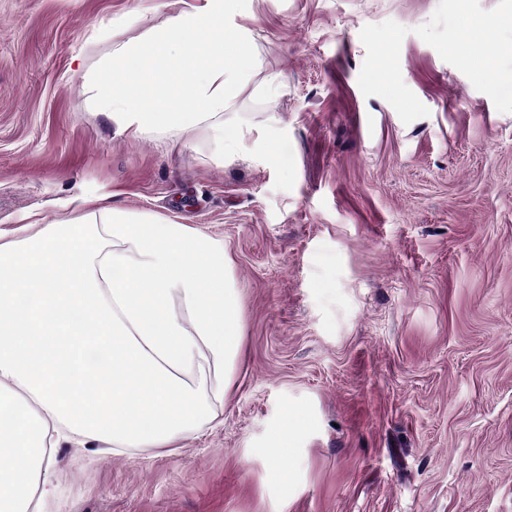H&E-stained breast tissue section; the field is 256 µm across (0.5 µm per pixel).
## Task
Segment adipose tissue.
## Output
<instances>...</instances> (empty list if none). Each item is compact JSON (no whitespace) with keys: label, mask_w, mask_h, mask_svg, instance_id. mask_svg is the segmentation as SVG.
I'll return each instance as SVG.
<instances>
[{"label":"adipose tissue","mask_w":512,"mask_h":512,"mask_svg":"<svg viewBox=\"0 0 512 512\" xmlns=\"http://www.w3.org/2000/svg\"><path fill=\"white\" fill-rule=\"evenodd\" d=\"M253 65L224 0H197L112 51L98 112L130 135L216 132ZM94 213L0 243V512H39L41 473L70 434L112 448H164L194 432L202 406L185 375L209 357L226 377L242 344L224 244L183 225Z\"/></svg>","instance_id":"adipose-tissue-1"}]
</instances>
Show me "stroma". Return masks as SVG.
<instances>
[{
  "label": "stroma",
  "instance_id": "stroma-1",
  "mask_svg": "<svg viewBox=\"0 0 512 512\" xmlns=\"http://www.w3.org/2000/svg\"><path fill=\"white\" fill-rule=\"evenodd\" d=\"M438 2L226 0L255 69L220 151L95 107L113 46L178 0H0V241L111 193L223 241L243 334L223 402L210 362L187 376L190 438L61 444L42 512H512V113L414 34ZM388 20L430 111L409 124L358 85ZM305 424V417L302 412H289L288 418L284 421L276 443L275 458L288 448V452L295 448L298 432Z\"/></svg>",
  "mask_w": 512,
  "mask_h": 512
}]
</instances>
